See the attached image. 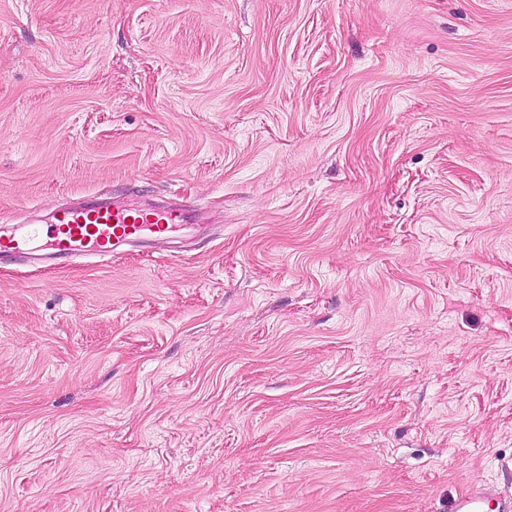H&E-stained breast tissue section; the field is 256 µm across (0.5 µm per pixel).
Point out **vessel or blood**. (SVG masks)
Segmentation results:
<instances>
[{"label": "vessel or blood", "mask_w": 512, "mask_h": 512, "mask_svg": "<svg viewBox=\"0 0 512 512\" xmlns=\"http://www.w3.org/2000/svg\"><path fill=\"white\" fill-rule=\"evenodd\" d=\"M190 206L131 208L94 195L77 206L56 210L52 223L37 231L13 225L0 230V260H75L81 257H112L127 248H158L192 224ZM452 512H512V493L491 497L471 490L457 498Z\"/></svg>", "instance_id": "b4317fda"}]
</instances>
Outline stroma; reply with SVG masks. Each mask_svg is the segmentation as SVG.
<instances>
[{
	"mask_svg": "<svg viewBox=\"0 0 512 512\" xmlns=\"http://www.w3.org/2000/svg\"><path fill=\"white\" fill-rule=\"evenodd\" d=\"M0 512H451L512 490V0H0ZM191 206L131 208L101 195L59 207L38 231L11 225L0 231V260L54 261L112 257L128 247H163L192 224ZM492 500L487 493L472 489L457 498L452 512H489Z\"/></svg>",
	"mask_w": 512,
	"mask_h": 512,
	"instance_id": "stroma-1",
	"label": "stroma"
}]
</instances>
